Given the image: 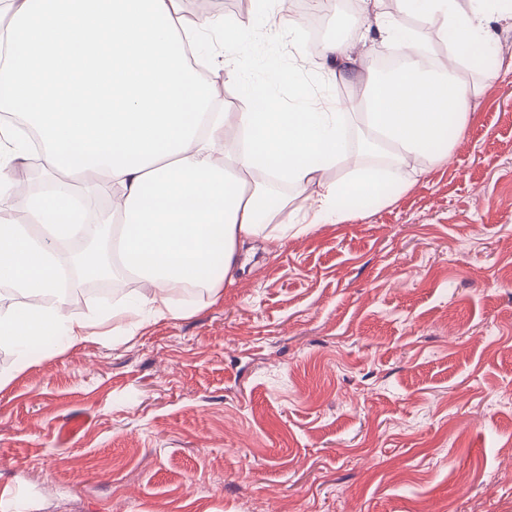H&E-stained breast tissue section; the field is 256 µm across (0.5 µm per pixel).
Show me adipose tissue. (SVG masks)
<instances>
[{
    "label": "adipose tissue",
    "instance_id": "adipose-tissue-1",
    "mask_svg": "<svg viewBox=\"0 0 512 512\" xmlns=\"http://www.w3.org/2000/svg\"><path fill=\"white\" fill-rule=\"evenodd\" d=\"M398 3L400 17L378 10L374 22L405 64L387 77L368 72L362 115L395 164L360 166L351 179L331 181L327 172L348 153L345 101L317 100L301 88L294 105L283 107L271 91L283 73L242 79L249 58L239 53L231 74L249 107L213 111L212 88L187 54L211 29L236 45L232 22L203 13L186 23L179 0H0V111L21 108L53 183L80 180L112 199L111 251H83L79 264L88 275L115 264L142 285L133 301L113 307V317L132 318L138 329L188 317L171 291L198 287L219 298L235 280L240 240L275 244L319 224L368 217L410 186V160L447 161L452 135L463 132L497 73L491 24L512 18V0ZM253 5L265 33L300 37L302 19L283 0ZM409 17L415 26L406 25ZM430 30L448 46L451 65L439 73L420 61ZM359 44L324 42L318 66L336 80L356 76ZM238 132L243 145L225 151ZM23 157L17 135L0 137V285L19 296L0 309V346L16 351L22 369L39 339L85 342L98 318L66 311L57 250L75 228L64 196L18 195L13 174ZM258 172L306 192L303 213L289 212L286 197L255 180ZM36 296L52 302L32 305Z\"/></svg>",
    "mask_w": 512,
    "mask_h": 512
}]
</instances>
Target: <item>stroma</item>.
<instances>
[{"label":"stroma","mask_w":512,"mask_h":512,"mask_svg":"<svg viewBox=\"0 0 512 512\" xmlns=\"http://www.w3.org/2000/svg\"><path fill=\"white\" fill-rule=\"evenodd\" d=\"M252 78L363 91L212 0ZM397 202L279 247L245 242L218 300L127 338L0 347V496L22 512H512V70L448 162ZM82 417L85 427L65 432Z\"/></svg>","instance_id":"1"}]
</instances>
